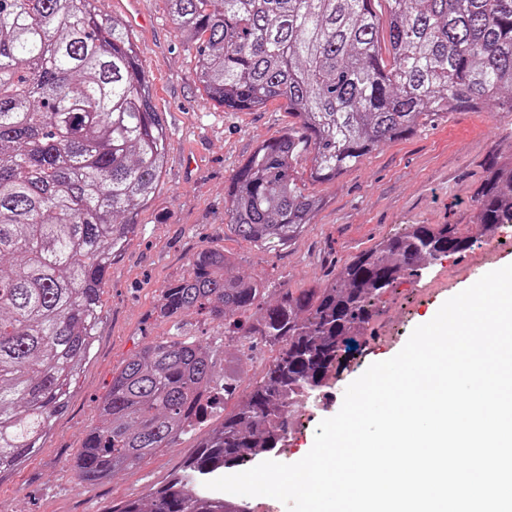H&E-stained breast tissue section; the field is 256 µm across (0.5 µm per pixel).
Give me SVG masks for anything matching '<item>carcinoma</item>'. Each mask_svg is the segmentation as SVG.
Masks as SVG:
<instances>
[{
  "label": "carcinoma",
  "mask_w": 512,
  "mask_h": 512,
  "mask_svg": "<svg viewBox=\"0 0 512 512\" xmlns=\"http://www.w3.org/2000/svg\"><path fill=\"white\" fill-rule=\"evenodd\" d=\"M387 3L390 62L378 49ZM99 0H0V481L42 447L67 408L103 315L112 261L157 191L167 150L151 85L126 25ZM196 45L207 96L231 112L286 101L298 128L262 142L224 186L226 227L269 253L326 205L295 176L333 181L426 121L494 106L512 112V0H167ZM474 191L492 238L512 227V158L493 155ZM459 224H407L316 288L230 273L224 249L195 253L157 317L194 310L222 336L267 347L241 395L224 375L223 422L170 479L112 512H250L204 483L252 468L288 443V409L316 397L352 349L374 339L383 297L470 247ZM214 354L194 337L144 345L112 374L71 469L101 484L163 448L205 413Z\"/></svg>",
  "instance_id": "cac0c4a2"
}]
</instances>
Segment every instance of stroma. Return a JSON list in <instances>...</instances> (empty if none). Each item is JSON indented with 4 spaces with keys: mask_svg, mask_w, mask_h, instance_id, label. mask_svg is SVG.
<instances>
[{
    "mask_svg": "<svg viewBox=\"0 0 512 512\" xmlns=\"http://www.w3.org/2000/svg\"><path fill=\"white\" fill-rule=\"evenodd\" d=\"M142 15H126V0H100L103 15L124 20L147 72L152 104L168 137L166 162L154 198L137 217V233L112 263L103 292L104 314L90 360L68 407L53 422L42 448L0 482V503L14 512H109L112 504L145 494L166 481L196 444L185 435L103 485H78L70 468L96 407L117 371L145 344L196 334L197 317L160 321L153 308L193 254L221 247L235 274L267 288H313L330 281L341 266L404 224H459L472 239L462 253L390 291L374 324L377 337L348 357L314 407L300 410L279 462L302 459L318 424L340 409L346 387L372 363L395 356L413 329L430 321L442 304L485 273L512 264V249L482 236L472 221L473 193L488 155H512V112L487 106L427 122L409 138L382 144L361 164L332 182L306 181V193L325 198L313 224L289 247L266 253L224 228V185L263 141L287 131L293 119L284 100L257 111L227 112L203 91L195 48L186 43L165 0H141ZM215 373L229 372L238 392L260 377L268 349L244 353L213 336Z\"/></svg>",
    "mask_w": 512,
    "mask_h": 512,
    "instance_id": "stroma-1",
    "label": "stroma"
}]
</instances>
